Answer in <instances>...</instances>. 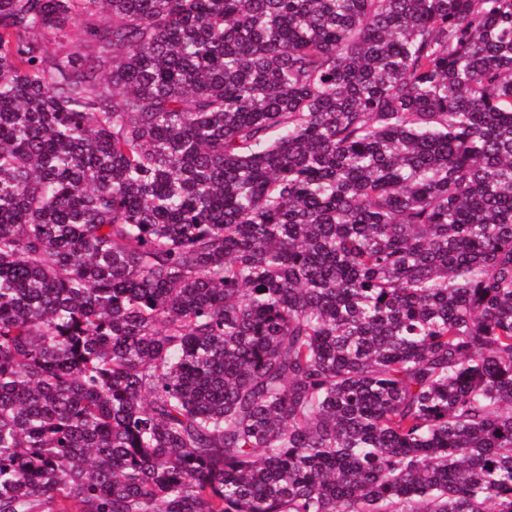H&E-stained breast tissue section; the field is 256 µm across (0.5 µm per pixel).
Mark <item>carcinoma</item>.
I'll use <instances>...</instances> for the list:
<instances>
[{
  "label": "carcinoma",
  "instance_id": "carcinoma-1",
  "mask_svg": "<svg viewBox=\"0 0 512 512\" xmlns=\"http://www.w3.org/2000/svg\"><path fill=\"white\" fill-rule=\"evenodd\" d=\"M0 512H512V0H0Z\"/></svg>",
  "mask_w": 512,
  "mask_h": 512
}]
</instances>
